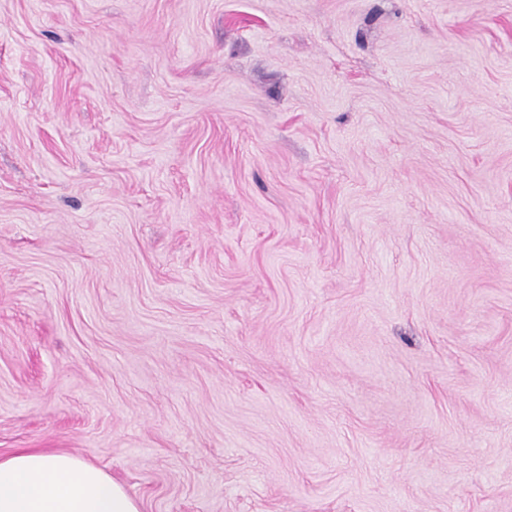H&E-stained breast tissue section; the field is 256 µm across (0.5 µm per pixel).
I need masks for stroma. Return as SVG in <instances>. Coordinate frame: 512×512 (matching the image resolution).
Segmentation results:
<instances>
[{
	"label": "stroma",
	"mask_w": 512,
	"mask_h": 512,
	"mask_svg": "<svg viewBox=\"0 0 512 512\" xmlns=\"http://www.w3.org/2000/svg\"><path fill=\"white\" fill-rule=\"evenodd\" d=\"M142 512H512V0H0V454Z\"/></svg>",
	"instance_id": "obj_1"
}]
</instances>
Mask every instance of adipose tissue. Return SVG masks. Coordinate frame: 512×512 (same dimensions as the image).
Wrapping results in <instances>:
<instances>
[{"label": "adipose tissue", "instance_id": "adipose-tissue-1", "mask_svg": "<svg viewBox=\"0 0 512 512\" xmlns=\"http://www.w3.org/2000/svg\"><path fill=\"white\" fill-rule=\"evenodd\" d=\"M0 512H141V504L82 457L19 448L0 454Z\"/></svg>", "mask_w": 512, "mask_h": 512}]
</instances>
